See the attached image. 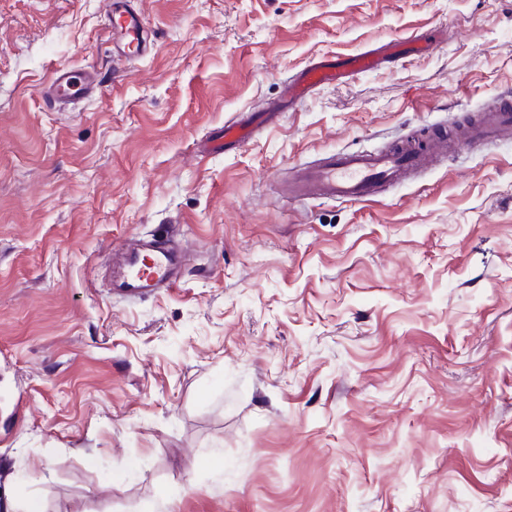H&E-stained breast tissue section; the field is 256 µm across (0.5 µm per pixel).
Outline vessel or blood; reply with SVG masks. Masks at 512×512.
Returning <instances> with one entry per match:
<instances>
[{
	"label": "vessel or blood",
	"mask_w": 512,
	"mask_h": 512,
	"mask_svg": "<svg viewBox=\"0 0 512 512\" xmlns=\"http://www.w3.org/2000/svg\"><path fill=\"white\" fill-rule=\"evenodd\" d=\"M107 19L112 34L124 41L121 60L131 61L147 53L150 40L146 26L130 0H109ZM420 49L418 38L407 37L383 40L344 57L312 61L286 85L285 99L288 104H299L317 87L372 72L385 62L399 61ZM101 88L96 72L60 67L44 85L41 96L48 104L76 103L98 95ZM510 131L511 95L473 124L467 145L475 150ZM446 148V138L414 134L383 151L333 153L318 164L298 169L294 194L343 202L375 201L388 187L436 161ZM124 251L122 271L114 285L121 298L138 300L176 286L182 255L170 235L161 234L148 241L131 240Z\"/></svg>",
	"instance_id": "vessel-or-blood-1"
}]
</instances>
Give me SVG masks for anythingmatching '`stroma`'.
Returning a JSON list of instances; mask_svg holds the SVG:
<instances>
[{"instance_id": "stroma-1", "label": "stroma", "mask_w": 512, "mask_h": 512, "mask_svg": "<svg viewBox=\"0 0 512 512\" xmlns=\"http://www.w3.org/2000/svg\"><path fill=\"white\" fill-rule=\"evenodd\" d=\"M0 0V512H512V138L379 202L288 203L295 168L512 92V0ZM434 38L238 149L224 123L324 55ZM61 66L101 94L54 108ZM180 283L109 292L131 237ZM107 19L112 35H118L119 42L124 41L123 48H116L121 54L119 61H131L147 53L150 40L145 23L129 0H110Z\"/></svg>"}]
</instances>
